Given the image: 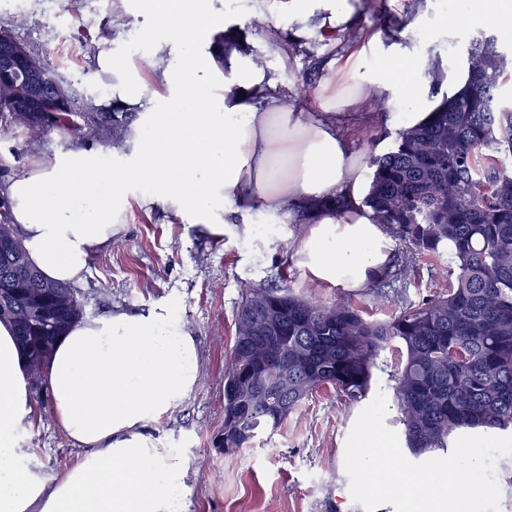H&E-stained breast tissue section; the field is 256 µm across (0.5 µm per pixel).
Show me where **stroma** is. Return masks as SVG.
<instances>
[{
    "mask_svg": "<svg viewBox=\"0 0 512 512\" xmlns=\"http://www.w3.org/2000/svg\"><path fill=\"white\" fill-rule=\"evenodd\" d=\"M151 0H0V26L14 32L42 52L74 96L85 124L89 106H103L111 87V71H97L96 58L112 54L126 69L139 75L149 97L164 103L170 88L142 70L129 51L132 40L145 42L149 51L163 50L170 68H178L182 49L165 42L167 17L153 16ZM421 21L403 39L419 47L436 14L446 13L459 34L445 53L448 74L463 80L467 51L479 35L493 27L477 25L450 10L448 0H421ZM247 47L261 56L279 86L297 89L303 79L320 84L327 76L321 57L293 62L274 55L267 31L248 30ZM398 103L376 95L365 105L363 118L349 126L352 147L364 155L387 152L397 137L395 128L378 123V115L398 111ZM70 134L57 130L32 140L19 126L0 128V182H6L14 164L33 161L54 151L75 149ZM258 214L250 226L229 224L223 234L182 223L171 210L144 205L141 190H130L122 216L124 228L111 246L91 256L85 281L78 291L87 315L114 308H138L177 299L179 313L199 348V379L182 403L148 425L162 447L176 448L188 462L181 488L179 512H364L349 490L344 467L347 437L363 410V403L345 404L334 389L320 390L298 416L289 418L268 443H257L235 453H224L217 440L224 434V373L235 336V318L242 291L280 281L305 294L308 275L292 256L291 246L307 236L308 225L281 224L275 234L258 236ZM441 261L417 258L405 279L386 288L346 291L320 285L316 298L325 304L351 301L374 320L388 319L401 305L413 304L445 288L437 277ZM108 293H99L100 284ZM36 416L22 435L21 447L50 476L61 475L82 456L54 416L47 380L32 384Z\"/></svg>",
    "mask_w": 512,
    "mask_h": 512,
    "instance_id": "1",
    "label": "stroma"
}]
</instances>
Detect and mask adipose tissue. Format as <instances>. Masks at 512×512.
<instances>
[{
	"label": "adipose tissue",
	"instance_id": "obj_1",
	"mask_svg": "<svg viewBox=\"0 0 512 512\" xmlns=\"http://www.w3.org/2000/svg\"><path fill=\"white\" fill-rule=\"evenodd\" d=\"M206 2L176 0L180 23L167 37L182 45V63L161 73L175 90L162 109L122 78L121 62L101 61L117 77L110 105L140 115L130 163L104 167L101 148L86 144L12 171L9 214L31 261L48 279L80 283L90 257L122 230L126 189L140 186L146 204L215 234L224 231L222 213L245 220L260 210L285 224L308 211L312 229L293 248L298 265L318 283L371 287L389 265L388 236L364 204V156L342 130L382 92L402 106L382 115L385 125L427 121L438 106L428 97L429 74L453 45L455 26L440 19L435 52L414 54L397 36L418 24L416 0H391L394 28L366 32L360 43L344 38L356 0H289L297 34L345 57V77L329 76L307 112L286 104L276 80L254 64L231 68L221 95H208L212 67L194 48L196 32L212 24ZM370 48L383 57L374 68L363 65ZM337 196L344 200L338 211L329 206ZM198 364L176 303L117 307L73 322L53 350L48 381L59 426L85 453L50 477L22 460L20 435L35 415L31 380L11 325L1 322L0 512H172L169 492L183 485L187 463L177 449L160 447L147 424L194 391Z\"/></svg>",
	"mask_w": 512,
	"mask_h": 512
}]
</instances>
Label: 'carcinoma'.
I'll return each mask as SVG.
<instances>
[{
    "instance_id": "obj_1",
    "label": "carcinoma",
    "mask_w": 512,
    "mask_h": 512,
    "mask_svg": "<svg viewBox=\"0 0 512 512\" xmlns=\"http://www.w3.org/2000/svg\"><path fill=\"white\" fill-rule=\"evenodd\" d=\"M473 41L462 87L431 118L398 133L393 148L369 158L365 205L414 256L444 258L448 288L370 321L349 302L324 305L285 285L247 288L224 376V447L236 452L272 436L314 392L331 387L351 403L368 396L381 352L398 345L389 374L407 449L447 451L465 431L512 432V106L498 100L509 63L498 42ZM22 76L0 79V120L26 91ZM60 83L44 66V111L27 130L47 135L82 128L74 99L56 101ZM135 118L118 109L98 115L96 133ZM13 289V324L27 366L48 368L57 338L84 314L78 292L45 279L26 248L0 249V290Z\"/></svg>"
}]
</instances>
